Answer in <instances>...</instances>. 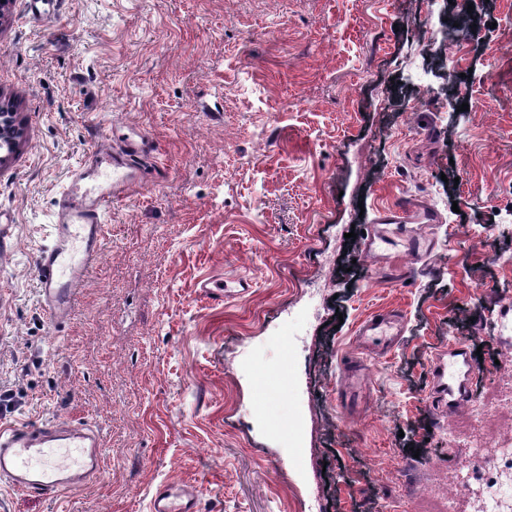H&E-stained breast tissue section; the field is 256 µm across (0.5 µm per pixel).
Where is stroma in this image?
<instances>
[{"instance_id":"stroma-1","label":"stroma","mask_w":512,"mask_h":512,"mask_svg":"<svg viewBox=\"0 0 512 512\" xmlns=\"http://www.w3.org/2000/svg\"><path fill=\"white\" fill-rule=\"evenodd\" d=\"M472 3L461 99L442 0H8L0 426L88 421L104 457L52 499L0 486V512H148L162 482L197 485L201 512H446L448 433L467 423L431 402L437 351L481 353L473 398L489 429L512 424V0ZM133 132L163 177L112 208L53 326L36 258L55 200L86 153ZM411 198L440 216L436 246L394 280L349 234ZM240 273L251 288L223 304L199 288ZM378 311L405 332L348 417L338 367Z\"/></svg>"}]
</instances>
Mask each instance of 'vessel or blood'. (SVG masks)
I'll list each match as a JSON object with an SVG mask.
<instances>
[{
	"label": "vessel or blood",
	"mask_w": 512,
	"mask_h": 512,
	"mask_svg": "<svg viewBox=\"0 0 512 512\" xmlns=\"http://www.w3.org/2000/svg\"><path fill=\"white\" fill-rule=\"evenodd\" d=\"M143 153L142 144L130 138L118 150L95 153L74 170L59 194L50 240L41 247L37 265L41 304L53 324L70 320L90 273L102 257L106 236L103 217L112 203L138 183ZM105 164L112 168L111 182L93 184L95 172ZM439 221L438 214L416 202L376 207L365 249L373 251L376 241L388 235L390 225ZM403 325L402 315L380 312L364 319L356 334L370 348L387 343ZM460 354L457 348L451 354H440L431 370L437 403L452 409L467 399V382L476 375L470 365L463 377L449 376L448 358ZM102 460L99 431L85 422L49 420L36 426L0 427V483L18 492L56 496L63 489L85 484ZM149 512H199L198 492L186 482L161 483L150 499Z\"/></svg>",
	"instance_id": "obj_1"
}]
</instances>
